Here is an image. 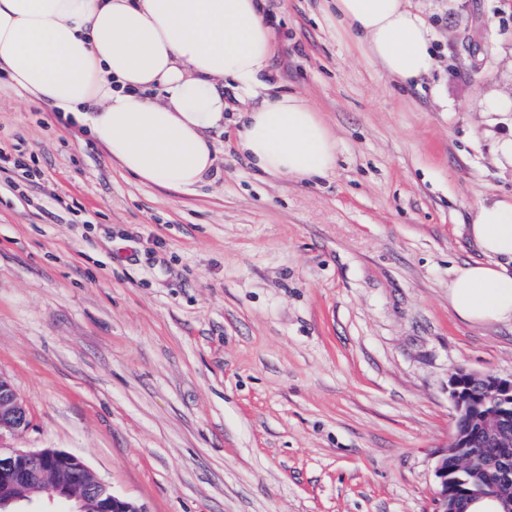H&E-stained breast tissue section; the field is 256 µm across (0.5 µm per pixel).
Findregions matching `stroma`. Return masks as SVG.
Masks as SVG:
<instances>
[{
    "label": "stroma",
    "mask_w": 512,
    "mask_h": 512,
    "mask_svg": "<svg viewBox=\"0 0 512 512\" xmlns=\"http://www.w3.org/2000/svg\"><path fill=\"white\" fill-rule=\"evenodd\" d=\"M264 4L274 91L336 138L326 177L256 174L257 101L228 88L215 172L145 184L0 75V151L33 172L0 187V376L30 416L8 443L148 512H432L450 375L512 376V325L448 301L477 204L512 195V112L486 108L512 97V0H411L437 64L408 88L329 0Z\"/></svg>",
    "instance_id": "obj_1"
}]
</instances>
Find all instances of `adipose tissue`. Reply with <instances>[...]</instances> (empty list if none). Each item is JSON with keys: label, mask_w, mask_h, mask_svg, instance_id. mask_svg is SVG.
I'll return each mask as SVG.
<instances>
[{"label": "adipose tissue", "mask_w": 512, "mask_h": 512, "mask_svg": "<svg viewBox=\"0 0 512 512\" xmlns=\"http://www.w3.org/2000/svg\"><path fill=\"white\" fill-rule=\"evenodd\" d=\"M332 4L363 56L400 83L434 67L431 29L407 0ZM272 56L262 0H0V71L88 122L127 173L165 188L212 173L218 81L266 88ZM235 146L269 175L313 179L336 166L331 128L297 94L244 113ZM469 232L482 257L456 268L448 300L473 323L512 321V200L480 202Z\"/></svg>", "instance_id": "adipose-tissue-1"}]
</instances>
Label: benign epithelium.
<instances>
[{"label": "benign epithelium", "instance_id": "benign-epithelium-1", "mask_svg": "<svg viewBox=\"0 0 512 512\" xmlns=\"http://www.w3.org/2000/svg\"><path fill=\"white\" fill-rule=\"evenodd\" d=\"M448 397L453 406L452 432L435 465L433 512H463V497L497 501L501 490L512 484V452L502 450L504 437L512 435V377L460 369L448 380ZM29 423V412L15 388L0 376V512H17L41 490L68 502L69 512H147L116 496L69 453L4 444ZM461 473L480 474L483 481L474 489L459 477Z\"/></svg>", "mask_w": 512, "mask_h": 512}]
</instances>
